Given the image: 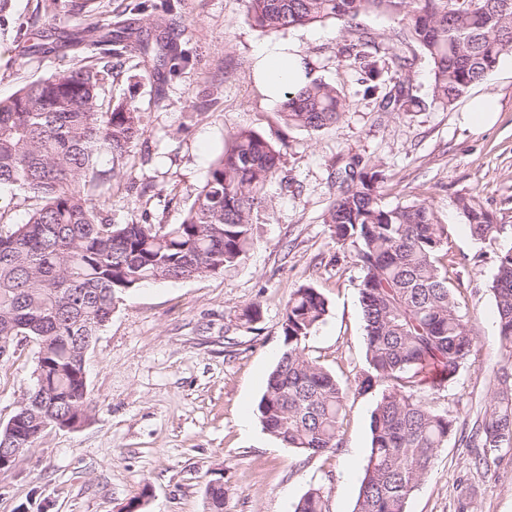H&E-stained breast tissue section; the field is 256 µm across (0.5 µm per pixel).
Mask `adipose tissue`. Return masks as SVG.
<instances>
[{"instance_id":"1","label":"adipose tissue","mask_w":512,"mask_h":512,"mask_svg":"<svg viewBox=\"0 0 512 512\" xmlns=\"http://www.w3.org/2000/svg\"><path fill=\"white\" fill-rule=\"evenodd\" d=\"M256 58L257 85L272 101H281L286 87L301 85L306 80L303 57L290 44L262 46L257 49Z\"/></svg>"}]
</instances>
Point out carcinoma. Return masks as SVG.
<instances>
[{
  "label": "carcinoma",
  "instance_id": "cac0c4a2",
  "mask_svg": "<svg viewBox=\"0 0 512 512\" xmlns=\"http://www.w3.org/2000/svg\"><path fill=\"white\" fill-rule=\"evenodd\" d=\"M247 17L267 34L329 20L356 32L338 50L350 62L364 93L381 97L383 110L409 114L423 101L412 84L413 59L402 42L379 43L359 28L375 14L399 17L432 70L431 103L448 109L468 89L512 56V0H246ZM152 25L150 41L130 24L74 28L64 46L94 58L112 46L117 58L151 56L150 80H163L188 60L167 33L172 12ZM104 71L92 64L34 80L0 101V189L37 201L28 220L0 235V345L21 333L40 336L48 356L36 364L46 376L38 413L79 420L89 392L81 351L112 317L116 300L157 282L222 273L246 259L254 245L255 218L269 210L267 187L277 179L286 139L275 143L240 128L211 163L193 205L179 224L147 220L114 224L102 216L86 186L98 173L101 153L123 158L144 134L139 108L98 103ZM349 105L338 88L308 79L285 91L278 112L288 129L317 132L338 125ZM384 165L352 155L334 173L335 199L323 215L331 240L353 249L364 272L360 303L366 367L359 390L382 387L371 414V446L353 512H407L436 451L454 432L448 415L427 406L422 386L453 381L471 363L475 341L460 311L455 286L437 254L444 228L430 205L394 207L383 201ZM457 208L472 236L492 240L504 232L477 196ZM500 348L512 358V248L496 260L492 280ZM328 314V301L311 285L294 289L281 320L282 354L258 404L263 428L282 445L309 456L333 452L346 412V393L335 376L305 353V341ZM24 450L43 433L40 422L22 428ZM470 442L483 464L512 449V363L502 367L489 409L476 421ZM210 512H224V484L206 486ZM294 512H326L319 488L309 489Z\"/></svg>",
  "mask_w": 512,
  "mask_h": 512
}]
</instances>
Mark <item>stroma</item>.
Wrapping results in <instances>:
<instances>
[{"instance_id":"35a3bbf8","label":"stroma","mask_w":512,"mask_h":512,"mask_svg":"<svg viewBox=\"0 0 512 512\" xmlns=\"http://www.w3.org/2000/svg\"><path fill=\"white\" fill-rule=\"evenodd\" d=\"M141 2L152 13L166 0H92L83 14L72 13L70 0H9L0 23V100L83 65L80 51L61 48L60 30L134 18ZM176 8L174 34L190 62L170 77L160 102L141 58H127L109 74L102 109L134 102L145 133L122 160L98 158L108 177L89 185L90 194L116 224L181 223L225 140L242 126L286 137L282 175L290 188L272 186V208L255 221L254 246L234 269L149 284L117 301L86 355L88 421L76 430L46 429L16 468L0 472V512H125L139 498L142 512H209L205 489L215 479L224 484V512H294L312 488L322 490L329 512H353L381 390L357 388L365 367L363 271L322 222L336 194L331 174L338 158L352 154L382 162L384 203L427 202L443 224L440 262L457 287L477 354L448 387H425L421 398L456 426L471 425L488 408L506 363L491 282L498 253L512 248V57L443 109L431 102L428 59L408 43L424 105L397 115L364 95L339 56L350 37L342 24L283 30L280 39L296 44L312 77L336 85L350 105L341 124L310 134L282 127L278 103L254 82L255 50L271 37L250 24L245 0H178ZM33 19L45 32L38 53L17 36L19 25ZM484 93L496 95L500 112L494 125L479 128L465 121L464 110ZM470 194L504 225L497 239L471 235L456 205ZM303 284L329 303L306 352L347 395L339 448L314 457L284 447L257 413L283 350L285 306ZM251 304L261 318L248 327L238 315ZM38 351L36 343L18 340L0 360V425L32 390ZM474 457V449L450 436L408 512H512V450L485 466H475Z\"/></svg>"}]
</instances>
